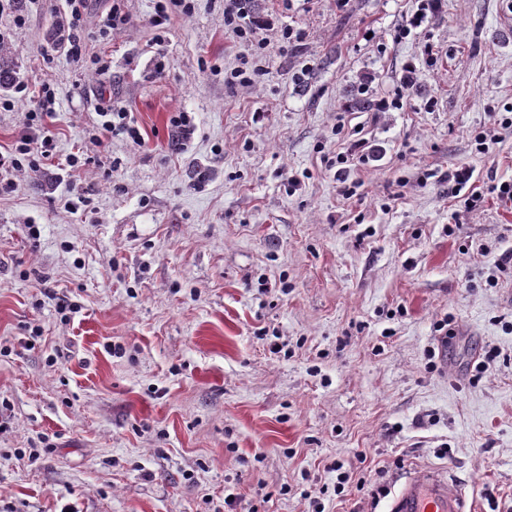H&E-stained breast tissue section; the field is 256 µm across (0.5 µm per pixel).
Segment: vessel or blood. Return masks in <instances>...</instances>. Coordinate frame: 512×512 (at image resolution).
Masks as SVG:
<instances>
[{
  "mask_svg": "<svg viewBox=\"0 0 512 512\" xmlns=\"http://www.w3.org/2000/svg\"><path fill=\"white\" fill-rule=\"evenodd\" d=\"M387 512H473V502L452 476L420 470L407 476Z\"/></svg>",
  "mask_w": 512,
  "mask_h": 512,
  "instance_id": "1",
  "label": "vessel or blood"
}]
</instances>
